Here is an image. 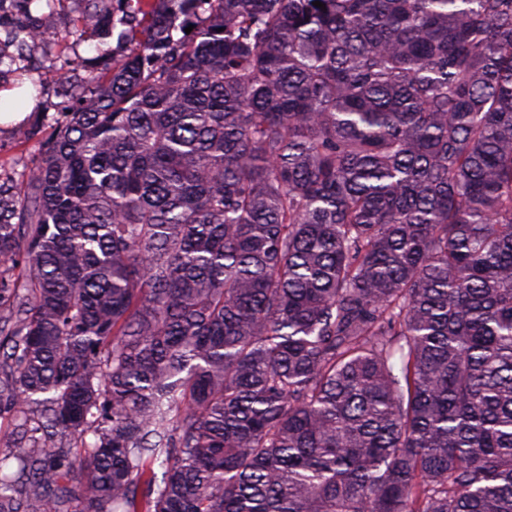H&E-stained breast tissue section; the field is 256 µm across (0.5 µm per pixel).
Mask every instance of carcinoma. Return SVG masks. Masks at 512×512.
Returning <instances> with one entry per match:
<instances>
[{
	"instance_id": "obj_1",
	"label": "carcinoma",
	"mask_w": 512,
	"mask_h": 512,
	"mask_svg": "<svg viewBox=\"0 0 512 512\" xmlns=\"http://www.w3.org/2000/svg\"><path fill=\"white\" fill-rule=\"evenodd\" d=\"M116 2L0 173V512H512V0Z\"/></svg>"
}]
</instances>
